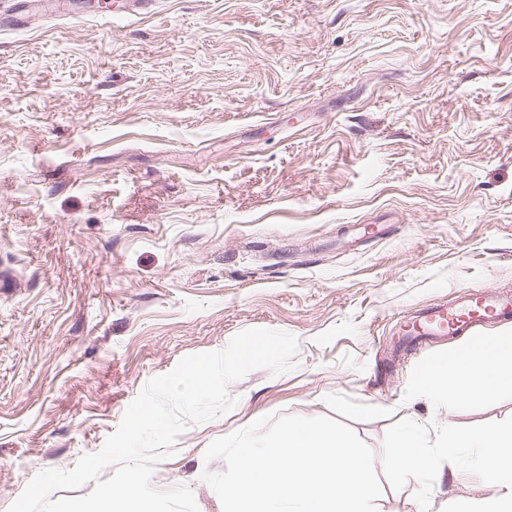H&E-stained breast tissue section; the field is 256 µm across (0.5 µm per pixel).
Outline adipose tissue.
<instances>
[{
	"label": "adipose tissue",
	"instance_id": "adipose-tissue-1",
	"mask_svg": "<svg viewBox=\"0 0 512 512\" xmlns=\"http://www.w3.org/2000/svg\"><path fill=\"white\" fill-rule=\"evenodd\" d=\"M421 392L444 396L474 397L512 389V336L484 339L453 363L431 366L418 380ZM472 453L481 468L491 473L492 493L472 503L469 512H512V428L485 429L468 438L449 437L448 454Z\"/></svg>",
	"mask_w": 512,
	"mask_h": 512
}]
</instances>
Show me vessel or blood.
<instances>
[{
  "instance_id": "vessel-or-blood-1",
  "label": "vessel or blood",
  "mask_w": 512,
  "mask_h": 512,
  "mask_svg": "<svg viewBox=\"0 0 512 512\" xmlns=\"http://www.w3.org/2000/svg\"><path fill=\"white\" fill-rule=\"evenodd\" d=\"M512 318V289L462 291L455 299L419 309L402 323L399 347L422 348L450 336H473L493 320Z\"/></svg>"
}]
</instances>
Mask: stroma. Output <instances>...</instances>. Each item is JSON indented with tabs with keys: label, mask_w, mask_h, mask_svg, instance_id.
Instances as JSON below:
<instances>
[{
	"label": "stroma",
	"mask_w": 512,
	"mask_h": 512,
	"mask_svg": "<svg viewBox=\"0 0 512 512\" xmlns=\"http://www.w3.org/2000/svg\"><path fill=\"white\" fill-rule=\"evenodd\" d=\"M44 0L0 23V512L98 452L155 376L253 328L293 369L229 384L153 487L222 512L210 443L269 415L388 429L512 417L415 392L469 336L395 355L407 313L512 287V0ZM487 483L450 463L428 511Z\"/></svg>",
	"instance_id": "stroma-1"
}]
</instances>
